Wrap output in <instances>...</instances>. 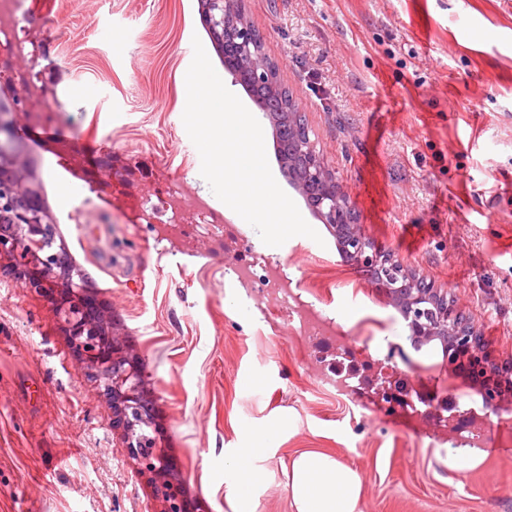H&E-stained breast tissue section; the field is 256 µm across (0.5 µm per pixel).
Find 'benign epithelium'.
I'll use <instances>...</instances> for the list:
<instances>
[{"instance_id": "1", "label": "benign epithelium", "mask_w": 512, "mask_h": 512, "mask_svg": "<svg viewBox=\"0 0 512 512\" xmlns=\"http://www.w3.org/2000/svg\"><path fill=\"white\" fill-rule=\"evenodd\" d=\"M203 4L210 35L231 45L224 67L232 81L260 93L256 103L274 124L278 156L290 185L321 223L340 229L344 254L397 307L415 348L437 340L446 349L451 337L460 342L467 357L462 372L473 379L485 406L494 407L499 385L491 378L478 328L448 304L447 292L374 248L348 195L311 141L301 113L268 110L267 99L279 96L286 86L280 69L268 67L267 56L258 53L261 36L248 22L242 0H203ZM0 70L13 72L15 85L32 84L30 73L14 70L8 48L0 47ZM22 107V98L0 93V258L9 261L7 273L34 292L61 295V323L99 392L112 402L114 423L125 433L128 453L158 481L156 497L164 502L163 512H184V489L169 478L165 450L148 446L136 433L139 424L150 422L141 397L139 369L113 350L103 353L110 336L108 325L97 317L82 269L57 242L56 221L39 206L40 185L28 172L25 150L14 131V115Z\"/></svg>"}]
</instances>
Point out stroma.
<instances>
[{
    "mask_svg": "<svg viewBox=\"0 0 512 512\" xmlns=\"http://www.w3.org/2000/svg\"><path fill=\"white\" fill-rule=\"evenodd\" d=\"M47 2L36 52L13 53L41 74L16 130L119 355L143 374L185 512H230L225 449L283 415L292 429L264 463L256 512H293L285 467L303 448L360 473L363 512H512V449H499L512 442V0L247 2L365 235L480 329L500 368L492 411L439 342L412 347L402 316L302 197L294 202L320 241L271 247L234 221L194 234L161 212L128 223L129 204H161L169 188L189 203L217 201L182 121L192 38L246 108L255 104L214 51L200 0ZM48 127L56 136L42 138ZM87 140L108 145L114 170H133L127 199L79 173ZM63 184L71 198H59ZM246 254L284 267L294 292L341 330L300 335L283 294L238 277ZM58 302L0 270V512H162ZM343 351L361 375L340 392ZM395 379L456 397L485 421L491 449L478 467L449 469L463 441L425 407L386 411L378 390ZM33 382L41 395H29Z\"/></svg>",
    "mask_w": 512,
    "mask_h": 512,
    "instance_id": "1",
    "label": "stroma"
}]
</instances>
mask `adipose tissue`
I'll return each instance as SVG.
<instances>
[{"label": "adipose tissue", "mask_w": 512, "mask_h": 512, "mask_svg": "<svg viewBox=\"0 0 512 512\" xmlns=\"http://www.w3.org/2000/svg\"><path fill=\"white\" fill-rule=\"evenodd\" d=\"M276 427L258 424L247 445L225 451L235 478L232 512H254V496L265 480L263 461L277 452ZM288 496L293 512H362L363 480L335 456L312 449L296 452L288 463Z\"/></svg>", "instance_id": "1"}]
</instances>
